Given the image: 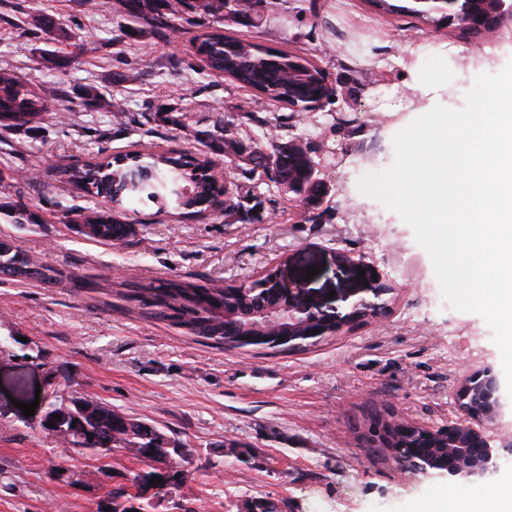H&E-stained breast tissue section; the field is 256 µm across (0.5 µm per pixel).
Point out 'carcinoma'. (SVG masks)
I'll return each mask as SVG.
<instances>
[{"instance_id":"1","label":"carcinoma","mask_w":512,"mask_h":512,"mask_svg":"<svg viewBox=\"0 0 512 512\" xmlns=\"http://www.w3.org/2000/svg\"><path fill=\"white\" fill-rule=\"evenodd\" d=\"M123 14L132 21L145 24L158 33L175 31L173 21L186 15H198L217 22L224 19V0H119ZM34 23L55 39L68 40L70 33L55 17L35 10ZM196 55L203 70L211 75H222L239 87L261 93L270 103H286L289 95L303 105L321 92L312 79V73H321L317 67L291 65L289 55L256 44L230 38L218 30L204 31L194 43ZM54 93L20 78L8 68H0V130L21 131L42 123L51 109ZM86 96L105 112H124L121 104L95 89L86 90ZM248 144L256 156L266 160L262 171L250 163L241 167V180H253L257 174L271 175V179L287 197L303 198L309 209L307 221L317 224V213L328 187L318 175L313 158L315 148L308 143L290 139H271L261 145L245 141L234 134L220 119L214 125L206 150L162 151L143 160L138 151L107 157L82 167L67 165L60 172L67 181L88 195L106 198L110 207L87 214L81 210L66 213L67 222L79 226V232L105 243L112 239L128 240L136 235L118 219L135 206L155 204L159 208L194 209L198 213L220 205L224 211L254 210L244 185L236 192H224L225 180L215 173L216 161L212 155H222L228 162L242 157L240 147ZM0 276L16 281L36 280L44 284L62 283L64 274L48 263H39L24 254L7 239H0ZM250 285L218 286L183 279L141 280L130 290V300L137 303L141 314L159 321H170L186 333L224 345L225 314L234 312L232 306L237 294L249 290ZM260 317L236 316L231 324L236 334L249 335ZM89 408L81 407V404ZM47 414L60 415L56 427L41 425L52 437L76 447L122 449L147 462V468L127 478L128 484L112 489V512H133L140 501L138 492L151 488L150 480L162 478L157 491L146 498L139 512H150L160 503L163 492L181 483L185 477L176 469L187 456L182 443L172 439L156 426L117 412L106 403L81 399L72 406L55 402Z\"/></svg>"}]
</instances>
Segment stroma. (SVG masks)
<instances>
[{
  "label": "stroma",
  "instance_id": "1",
  "mask_svg": "<svg viewBox=\"0 0 512 512\" xmlns=\"http://www.w3.org/2000/svg\"><path fill=\"white\" fill-rule=\"evenodd\" d=\"M36 1L70 39L53 41L33 25ZM391 2L397 12H375L368 0H279L252 25L223 22L225 35L324 70L334 100L297 112L202 70L192 44L209 20L179 21L170 38L141 32L118 0L94 8L0 0V67L53 87L60 110L26 132L0 131V238L91 282L0 280V512H106L112 488L141 469L126 452L101 456L47 435L41 416L67 397L107 403L187 446L186 477L156 512H251L258 501L280 512H421L434 499L443 478L401 471L380 452L361 454L363 427L387 413L434 430L463 421L459 386L484 368L502 373L501 353L482 317L444 299L412 228L358 183L392 165L393 138L415 118L437 105L462 108L478 75L512 61V22L487 42L404 13L407 0ZM44 52L69 58V67L40 66ZM439 62L448 81L422 96L419 76ZM118 73L125 81H115ZM91 87L122 100L128 122L84 105ZM160 107L177 124L146 120ZM220 118L259 144L274 136L315 147L329 188L320 223L305 222L300 202L265 176L246 184L262 203L259 221L148 206L130 215L137 234L118 245L63 221L66 210L106 202L65 183L59 165L195 151ZM17 204L40 223H11L4 210ZM343 251L391 285L386 312L297 350H227L139 315L122 297L143 278L239 284L284 266L343 316L354 302L335 261ZM311 266L319 269L312 277ZM58 367L70 379L54 389L47 376ZM30 402L37 408L27 416L21 406Z\"/></svg>",
  "mask_w": 512,
  "mask_h": 512
}]
</instances>
